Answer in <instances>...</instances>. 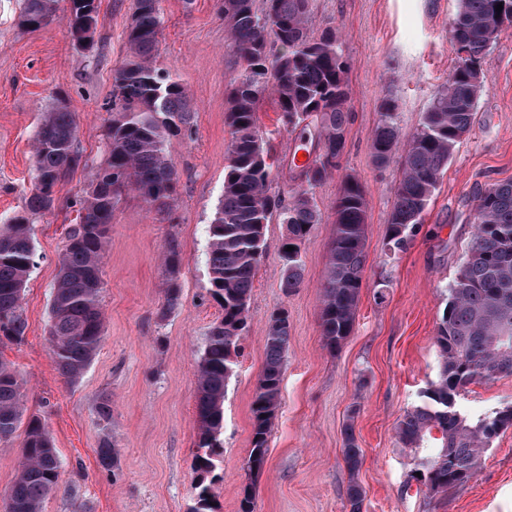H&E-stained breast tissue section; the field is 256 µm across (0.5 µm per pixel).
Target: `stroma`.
<instances>
[{
  "mask_svg": "<svg viewBox=\"0 0 512 512\" xmlns=\"http://www.w3.org/2000/svg\"><path fill=\"white\" fill-rule=\"evenodd\" d=\"M91 47L78 46L63 18L31 32L20 24L21 0H0V225L27 205L34 184V138L57 97L77 124L76 147L87 160L61 181L52 208L32 214L34 266L22 293L25 339L0 343V361L16 370L25 417L45 424L58 458L57 487L42 512H188L195 495L198 362L210 326L221 315L208 294L209 226L224 191L229 130L227 93L240 68L216 0H159L163 18L157 68L182 83L193 112L191 135L170 138L179 178L169 214L136 193L123 195L104 246L101 344L83 375L59 373L49 336V307L76 199L105 157L112 119V76L129 56L127 27L136 0H98ZM459 0H312L309 33L335 30L350 63V119L340 172L314 190L321 222L300 245L304 281L281 286L286 227L272 219L249 302L250 328L224 398L216 512H238L253 483L255 512H349L350 476L343 427L353 420L363 452L357 480L363 512H512V428L496 437L476 476L432 492L413 477L418 458L436 454L438 432L407 448L397 435L404 412L436 380L439 319L468 250L476 194L512 181V28L481 64L471 130L456 146L406 249L391 250L386 229L400 166L374 162L370 139L383 101L398 115L402 140L418 127L455 64L451 30ZM279 176L273 189L291 199L289 171L301 131L283 129L274 99L258 113ZM367 192L366 263L353 330L336 351L325 348L321 298L334 208L343 176ZM176 242L180 264L169 276L164 256ZM179 307L165 312L170 282ZM290 315L281 400L268 437L266 464L247 475L251 403L265 360L264 336L277 309ZM112 398V423L96 414ZM358 414H351L352 406ZM461 410L477 414L512 405V377L468 386ZM111 436L117 464L108 471L97 450Z\"/></svg>",
  "mask_w": 512,
  "mask_h": 512,
  "instance_id": "1",
  "label": "stroma"
}]
</instances>
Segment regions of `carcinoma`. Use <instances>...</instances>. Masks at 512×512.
Wrapping results in <instances>:
<instances>
[{
    "instance_id": "cac0c4a2",
    "label": "carcinoma",
    "mask_w": 512,
    "mask_h": 512,
    "mask_svg": "<svg viewBox=\"0 0 512 512\" xmlns=\"http://www.w3.org/2000/svg\"><path fill=\"white\" fill-rule=\"evenodd\" d=\"M68 26L75 36L98 22L97 0H69ZM219 0L240 73L227 96L225 123L230 141L224 169V195L210 224L209 296L222 316L210 327L198 365L199 434L195 455L194 503L189 512H214L212 486L218 479L213 455L220 447L224 396L234 372L238 341L249 322V300L264 250L265 227L273 215L287 233L281 285L289 292L303 283L299 259L302 241L321 222L310 190L341 168L349 111L348 61L336 33L309 34L311 0ZM503 5L502 11L495 9ZM57 0H24L20 23L30 29L50 24ZM512 27V0H460L451 38L455 64L436 91L422 120L399 150L400 132L392 103L384 101L371 136V154L380 166L400 159L401 176L387 224V240L402 249L413 236L456 146L470 131L477 102L481 61L504 27ZM162 27L158 0H136L127 29L130 55L112 77L115 112L106 133V158L94 171L79 205V223L67 232L50 305L53 355L61 375L77 380L89 366L103 337L100 306L103 246L112 212L122 194L134 190L159 212L178 196L179 181L167 142L191 130L186 88L153 65ZM280 48L275 53L273 49ZM268 96L277 101L280 122L288 130L314 127L315 156L296 173L300 188L289 203L272 191L276 174L257 125ZM73 113L57 105L45 113L34 138L35 183L28 211L50 208L55 187L86 161L74 143ZM366 192L354 177L342 180L335 205L327 273L322 284L321 326L325 347L334 351L352 332L365 269ZM474 234L465 260L448 288L437 326L441 371L421 402L397 423L408 448L423 437L441 434L439 453L420 463L435 492L463 485L478 472L490 438L512 427V405L471 415L458 399L477 381L512 376V182L495 184L475 197ZM294 250L289 251L287 247ZM29 217L18 214L0 225V340L20 343L26 319L21 296L33 267ZM290 324L279 310L268 321L265 364L252 404V448L246 463L259 471L266 462L268 434L279 406ZM22 383L0 362V442L14 435L21 421ZM344 427L342 454L350 475V512H363L365 493L356 480L362 463L353 421ZM23 462L10 490L12 512H41L45 497L60 477V461L48 432L33 418L23 444ZM110 469L116 455L109 435L98 449Z\"/></svg>"
}]
</instances>
